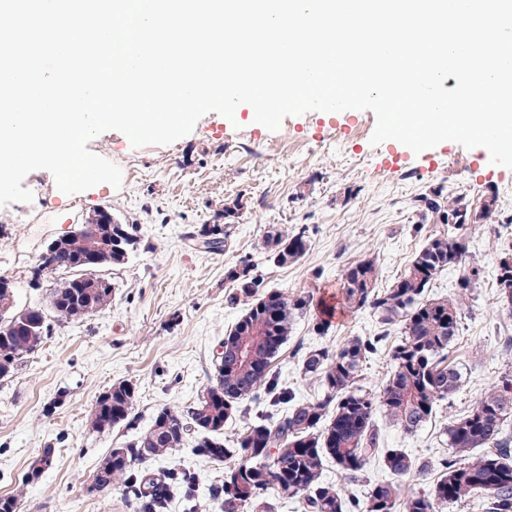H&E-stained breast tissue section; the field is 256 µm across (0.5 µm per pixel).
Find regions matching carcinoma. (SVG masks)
I'll return each mask as SVG.
<instances>
[{
    "label": "carcinoma",
    "mask_w": 512,
    "mask_h": 512,
    "mask_svg": "<svg viewBox=\"0 0 512 512\" xmlns=\"http://www.w3.org/2000/svg\"><path fill=\"white\" fill-rule=\"evenodd\" d=\"M498 208L496 193L485 195L480 215L472 218L462 197H450L444 188L416 199V209L431 224L492 222ZM238 204L224 205V224L204 227L198 237L208 252H221L235 223ZM101 212L88 217L73 231L54 239L40 257V265L68 269L75 275L54 289L50 310L58 321H82L112 301L114 285L95 274L101 266L127 262L137 244L134 226L101 222ZM112 247L94 255L93 242ZM305 232L275 230L262 242L268 261L286 266L309 250ZM463 270L459 294L433 298L428 288L443 271ZM480 270L470 265L467 246L445 230H431L404 274L389 287H377V265L372 258L343 267L339 288L343 306L351 313H368L384 326L375 337H354L336 348L307 351L300 363L304 378L317 384L320 394L309 401L296 399L272 370L294 322L311 313L313 296L263 291L259 265L251 260L230 269L234 283L229 296L243 313L224 335V351L215 359L213 374L197 401L187 409L164 406L153 414L148 427L124 448H114L92 474L90 491L112 489L122 483L138 503L139 512H167L171 497L183 491L185 508L193 512L194 477L183 471L154 473L139 464L170 457L192 444L195 452L224 462V480L211 486L224 512H272L266 498L275 490L280 497L296 499L302 512H447L470 499L484 512H512V376L484 394L461 416L443 427L451 457L440 463L430 490L403 496L401 482L411 475H428L431 463L400 449L383 451L374 417L382 411L393 423L412 434L436 414L437 407L462 386L463 370L449 349L460 335L462 306L480 280ZM497 303L512 308V253L499 257L496 266ZM0 379L13 376L18 366L42 348L50 324L42 309L14 310L11 280L0 275ZM398 325L401 336L389 350L391 371L378 390L364 385V369L388 336L385 327ZM243 400L285 406L280 416H256L224 444L219 439L224 424L239 411ZM136 385L112 384L102 392L86 415L96 433L135 421ZM43 449L24 473L26 485L45 474ZM382 461L392 479L375 482L363 499L352 500L341 485L323 479L332 461L343 480L364 478L368 467Z\"/></svg>",
    "instance_id": "cac0c4a2"
}]
</instances>
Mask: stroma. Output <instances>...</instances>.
<instances>
[{"mask_svg": "<svg viewBox=\"0 0 512 512\" xmlns=\"http://www.w3.org/2000/svg\"><path fill=\"white\" fill-rule=\"evenodd\" d=\"M240 106L234 119L203 116L193 131L169 145L133 147L121 132L92 138L87 148L122 170V184L97 185L61 197L53 175L36 170L40 193L32 202L0 208V271L15 284L18 308H47L63 270L38 271L48 244L98 210L136 226L138 245L127 263L100 268L114 285L109 306L81 322H53L46 344L0 381V497L17 500V512H136L123 486L90 491V477L111 449L126 446L163 406L192 405L213 372L226 331L241 314L227 301V271L243 259L258 263L266 289L313 293L331 306L326 335L311 318L298 319L273 370L308 401L318 388L299 372L303 351L336 346L376 333L368 314L338 308L343 265L376 258L378 285L388 287L426 241L413 200L436 187L479 205L499 196L491 223L466 232L471 261L485 274L464 303L462 330L450 352L464 368L463 384L442 402L437 416L409 435L377 413L385 448L439 465L448 456L442 427L492 391L512 371V313L496 303L492 271L512 249V168L491 163L486 149L445 141L413 152L401 147L397 168H387L388 143L372 145L376 116L349 110L337 122L323 111L285 118L269 131ZM244 208L226 249L209 253L186 237L224 221V205ZM306 231L311 241L296 263L278 267L261 251L266 231ZM136 384L134 426L89 430L86 415L113 383ZM55 451L52 469L36 484L22 476L42 452ZM176 467L195 477L197 512H224L209 489L223 479L222 464L180 449L153 470Z\"/></svg>", "mask_w": 512, "mask_h": 512, "instance_id": "35a3bbf8", "label": "stroma"}]
</instances>
